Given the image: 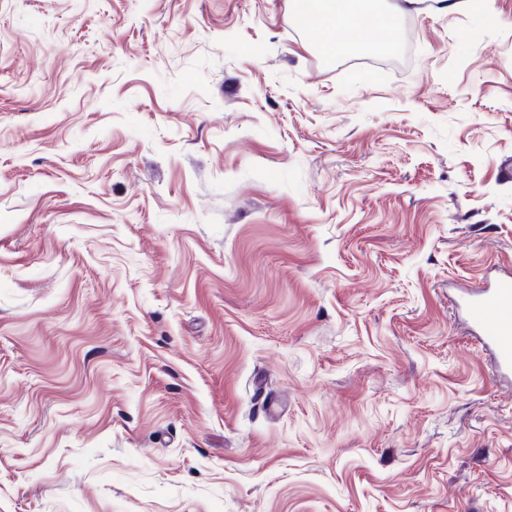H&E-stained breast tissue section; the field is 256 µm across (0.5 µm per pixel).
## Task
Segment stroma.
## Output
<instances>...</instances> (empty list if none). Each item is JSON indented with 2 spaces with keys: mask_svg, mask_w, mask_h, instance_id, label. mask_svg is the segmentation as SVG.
Here are the masks:
<instances>
[{
  "mask_svg": "<svg viewBox=\"0 0 512 512\" xmlns=\"http://www.w3.org/2000/svg\"><path fill=\"white\" fill-rule=\"evenodd\" d=\"M0 0V512H512V0ZM362 1V2H361ZM292 8L293 13L298 16V13H306L309 16V21L306 28L317 27L322 33L327 34V38L333 39L325 44V49L329 52H335L338 48V44L335 41V35L338 31L345 28L348 24L355 21L357 13L367 11L370 8L369 0H348L347 3L351 5V8L347 12H340L333 6L336 0H293ZM361 7L358 12L353 8V5ZM311 5L316 7L311 10ZM472 336L492 356L497 377L512 375V271L475 288L465 303Z\"/></svg>",
  "mask_w": 512,
  "mask_h": 512,
  "instance_id": "1",
  "label": "stroma"
}]
</instances>
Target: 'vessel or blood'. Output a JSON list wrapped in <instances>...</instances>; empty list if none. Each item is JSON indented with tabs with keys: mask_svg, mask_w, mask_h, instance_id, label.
Segmentation results:
<instances>
[{
	"mask_svg": "<svg viewBox=\"0 0 512 512\" xmlns=\"http://www.w3.org/2000/svg\"><path fill=\"white\" fill-rule=\"evenodd\" d=\"M465 311L472 336L491 353L496 376L512 375V271L499 273L487 286L475 289Z\"/></svg>",
	"mask_w": 512,
	"mask_h": 512,
	"instance_id": "vessel-or-blood-1",
	"label": "vessel or blood"
}]
</instances>
